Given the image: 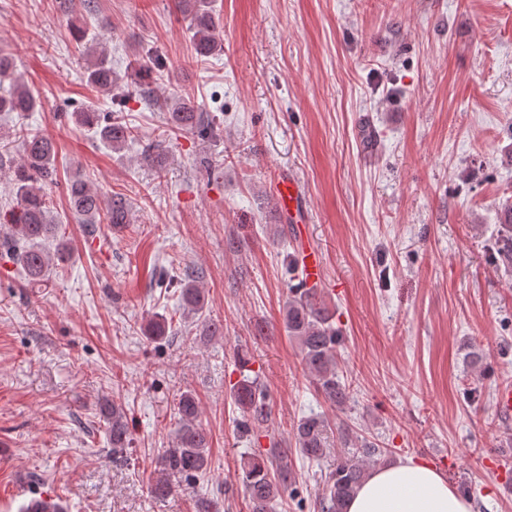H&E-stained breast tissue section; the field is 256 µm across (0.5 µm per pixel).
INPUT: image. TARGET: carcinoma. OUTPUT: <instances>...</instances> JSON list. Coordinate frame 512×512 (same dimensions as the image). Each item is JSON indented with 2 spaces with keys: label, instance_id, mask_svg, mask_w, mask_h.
I'll return each instance as SVG.
<instances>
[{
  "label": "carcinoma",
  "instance_id": "carcinoma-1",
  "mask_svg": "<svg viewBox=\"0 0 512 512\" xmlns=\"http://www.w3.org/2000/svg\"><path fill=\"white\" fill-rule=\"evenodd\" d=\"M181 11L192 34L195 55L207 57L221 49L219 21L212 0H180ZM87 80L100 90L110 93L118 87V78L112 72L106 48L99 41L85 42ZM0 77L13 80V89L0 96V112H32L38 100L28 84L14 73L11 55L0 52ZM168 124L176 129L207 130L201 113L184 100L165 104ZM77 120L92 130L95 137L114 151L124 148L134 138V130L115 117L101 119L100 113L87 111L77 114ZM20 161L13 171V187L17 196L6 226L8 251L25 273L29 288L47 286L50 267L70 258L65 235L49 222L47 196L43 185L55 180L56 148L54 141L41 132L24 131L17 134ZM70 207L86 224H110L123 227L132 220L126 199L112 195L108 207H102L100 196L81 177L67 184ZM504 236L497 251L501 259L512 263V205L505 206ZM184 283L179 290L183 309L194 315L204 309L205 295L196 285L192 271L183 273ZM284 325L288 335L297 340L306 367L313 377L318 392L331 404L346 405L351 399L349 388L336 372V347L339 331L332 323V315L316 288H305L297 283L289 286L285 306ZM154 341L167 339V324L163 316H153L145 329ZM249 362L240 361V379L230 388L234 404L240 411L238 431L254 435L267 418V393L258 377L245 374ZM100 418L106 424L112 445V456L123 457L130 447V428L123 408L108 399L99 405ZM178 423L172 447L159 458L157 475L150 485L156 498H166L189 487L210 469L211 437L200 420L199 405L193 394L180 395L176 412ZM329 422L320 415L301 418L293 432L295 450L300 457L319 461L329 452ZM389 450L366 441L354 448L343 461L336 463L324 481L318 502L320 512H344L346 501L352 497L369 474V468L382 465ZM240 481L244 488L250 512H275V504L288 493V449L272 448L264 455L248 457L241 467Z\"/></svg>",
  "mask_w": 512,
  "mask_h": 512
}]
</instances>
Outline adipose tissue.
I'll return each mask as SVG.
<instances>
[{
    "label": "adipose tissue",
    "mask_w": 512,
    "mask_h": 512,
    "mask_svg": "<svg viewBox=\"0 0 512 512\" xmlns=\"http://www.w3.org/2000/svg\"><path fill=\"white\" fill-rule=\"evenodd\" d=\"M344 512H473V504L437 470L407 462L375 468Z\"/></svg>",
    "instance_id": "adipose-tissue-1"
}]
</instances>
